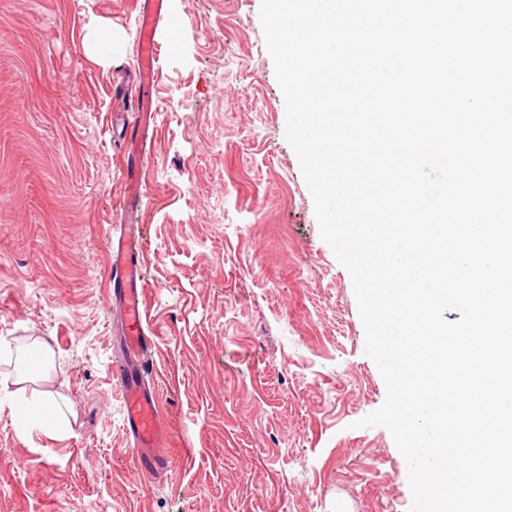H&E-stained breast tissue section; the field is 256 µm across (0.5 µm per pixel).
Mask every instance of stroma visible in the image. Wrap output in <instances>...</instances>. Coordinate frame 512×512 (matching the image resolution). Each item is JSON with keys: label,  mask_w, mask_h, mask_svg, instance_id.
I'll return each instance as SVG.
<instances>
[{"label": "stroma", "mask_w": 512, "mask_h": 512, "mask_svg": "<svg viewBox=\"0 0 512 512\" xmlns=\"http://www.w3.org/2000/svg\"><path fill=\"white\" fill-rule=\"evenodd\" d=\"M143 2L0 0V512H409L391 433L357 425L386 388L285 136L260 0H164L135 221L171 466L132 465L106 229ZM31 342L52 361L26 391L55 394L61 439L18 430Z\"/></svg>", "instance_id": "35a3bbf8"}]
</instances>
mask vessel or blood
Listing matches in <instances>:
<instances>
[{
    "mask_svg": "<svg viewBox=\"0 0 512 512\" xmlns=\"http://www.w3.org/2000/svg\"><path fill=\"white\" fill-rule=\"evenodd\" d=\"M161 0H149L138 16L136 57L140 82L151 87L155 80L158 46L156 28ZM148 96L137 98V129L130 136L134 152H142L141 127L148 125ZM107 238L111 267V304L120 312L115 338L111 377L124 394V433L134 467L144 475L155 476L167 470L169 460L161 452L167 440L168 424L160 412V391L145 376V367L156 347V334L150 325L144 300L145 280L140 261L144 253L141 227L121 224L110 227Z\"/></svg>",
    "mask_w": 512,
    "mask_h": 512,
    "instance_id": "b4317fda",
    "label": "vessel or blood"
}]
</instances>
